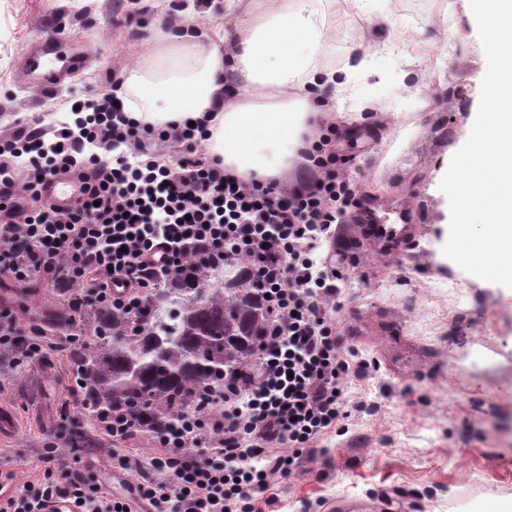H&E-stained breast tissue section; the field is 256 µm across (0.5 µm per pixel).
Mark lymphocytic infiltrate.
I'll return each instance as SVG.
<instances>
[{
    "label": "lymphocytic infiltrate",
    "mask_w": 512,
    "mask_h": 512,
    "mask_svg": "<svg viewBox=\"0 0 512 512\" xmlns=\"http://www.w3.org/2000/svg\"><path fill=\"white\" fill-rule=\"evenodd\" d=\"M86 110L58 127L33 123L25 145L0 150V274L24 280L47 273L58 287L80 285L76 311L129 309L179 278L187 256L216 267L245 256L271 312L251 368L227 372L223 387L205 393L216 412L158 436L149 465L121 448L124 433L112 431L113 456L147 470L133 495L105 491L68 458L48 452L39 477L0 498V512H47L59 499L75 503L76 512H253L271 476H292L349 416L344 381L351 362L328 304L336 289L313 250L321 237L346 250L336 206L353 204V194L334 169L335 155L325 153L293 194L273 182L246 186L198 155L200 122L176 130L187 151L181 162L91 157L82 167L86 143L136 150L144 138L166 135L132 121L110 92ZM21 151L33 162L19 190L14 160ZM74 170L83 195L62 211L43 189Z\"/></svg>",
    "instance_id": "1"
}]
</instances>
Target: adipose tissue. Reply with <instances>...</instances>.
I'll use <instances>...</instances> for the list:
<instances>
[{
    "mask_svg": "<svg viewBox=\"0 0 512 512\" xmlns=\"http://www.w3.org/2000/svg\"><path fill=\"white\" fill-rule=\"evenodd\" d=\"M197 9L150 29L146 52L121 75L128 116L156 127L207 118L206 148L226 171L267 182L303 164L318 125L347 130L344 106L366 58L342 70L325 60L331 41L323 0H227L223 27L204 28Z\"/></svg>",
    "mask_w": 512,
    "mask_h": 512,
    "instance_id": "ef3b65f1",
    "label": "adipose tissue"
}]
</instances>
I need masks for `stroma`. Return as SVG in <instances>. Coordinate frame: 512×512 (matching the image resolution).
Here are the masks:
<instances>
[{
    "label": "stroma",
    "mask_w": 512,
    "mask_h": 512,
    "mask_svg": "<svg viewBox=\"0 0 512 512\" xmlns=\"http://www.w3.org/2000/svg\"><path fill=\"white\" fill-rule=\"evenodd\" d=\"M170 15L168 0H0V141L33 120L56 125L72 104H88L145 51L144 30ZM330 65L350 50L370 55L345 110L365 113L355 134L329 131L347 144L341 171L357 200L342 226L347 257L336 299V336L352 371V404L294 477L273 475L255 512H337L340 499L374 512H512V289L481 280L446 260L450 210L437 178L462 147L477 112L486 57L467 0H329ZM419 31L415 44L400 35ZM70 37L84 69L51 91L24 74V53L53 33ZM378 215H414L397 255L374 253L358 239L361 204ZM78 287L60 289L45 275L18 283L0 275V313L20 334L58 342L44 359L18 367L0 354V412L14 432L0 435V475L9 487L39 475L47 442L115 493L136 488L141 473L110 452L73 393L70 337L94 344V309L73 313ZM91 426L93 448L76 453L57 438L61 411Z\"/></svg>",
    "instance_id": "35a3bbf8"
}]
</instances>
